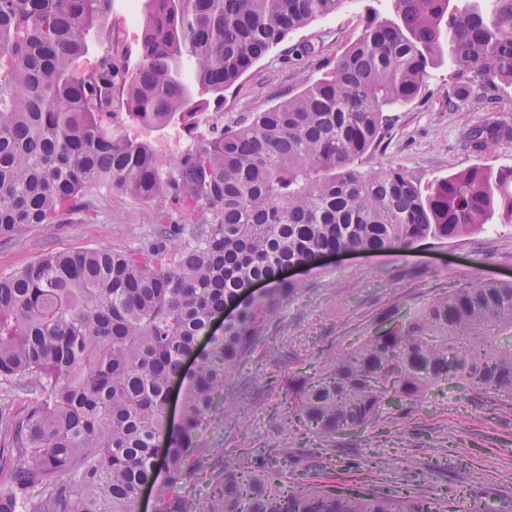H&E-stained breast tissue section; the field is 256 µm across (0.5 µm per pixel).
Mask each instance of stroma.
Listing matches in <instances>:
<instances>
[{"mask_svg": "<svg viewBox=\"0 0 512 512\" xmlns=\"http://www.w3.org/2000/svg\"><path fill=\"white\" fill-rule=\"evenodd\" d=\"M146 0H112L103 25L111 42L92 41L80 68L93 66L112 48L136 68ZM394 15L392 0H347L340 9L288 34L224 90L225 125L264 112L282 98L327 78L340 56L360 35L366 21ZM315 47L302 53L303 44ZM459 80L447 59L428 69L426 89L412 103L392 109L385 138L377 151L359 160L368 172L393 164L422 184L479 166L512 167V139L491 142L479 153L462 146L465 131L505 121L512 124V86L477 103L458 97ZM121 135L151 144L169 157V143L184 137L180 125L149 128L118 116ZM141 203L111 192L89 191L84 206L66 224H39L18 241L0 243V275L11 274L48 252L138 246L151 232ZM309 287L282 309L265 339L239 369L241 391L232 418L216 415L204 437L214 467L225 457L256 453L274 439L286 440L291 455L288 475L428 492L441 498L444 512H469L474 500H512V403L439 386L420 402L384 409L378 422L350 436L325 442L301 428L288 429L279 405L281 374L270 350L285 347L297 356L292 374L309 376L327 350H340L369 335L381 312L406 310L453 288L481 281L512 282V222L496 219L482 233L445 244L422 245L414 253L337 256L308 277ZM213 467V469H214ZM213 469L196 472L187 493L206 490Z\"/></svg>", "mask_w": 512, "mask_h": 512, "instance_id": "stroma-1", "label": "stroma"}]
</instances>
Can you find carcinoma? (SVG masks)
Here are the masks:
<instances>
[{
  "label": "carcinoma",
  "mask_w": 512,
  "mask_h": 512,
  "mask_svg": "<svg viewBox=\"0 0 512 512\" xmlns=\"http://www.w3.org/2000/svg\"><path fill=\"white\" fill-rule=\"evenodd\" d=\"M149 2L131 76L109 48L76 66L111 0H0V239L66 223L91 190L141 202L155 225L136 249L51 252L0 277V389L36 394L0 409V512H140L150 486L162 512H442L429 493L290 484L279 442L224 459L203 500L176 489L201 462L206 420L234 408L236 372L304 288L286 267L314 270L336 250L410 253L512 222V168L423 188L400 167L357 166L379 146L385 110L416 99L438 57L470 94L512 86V0L493 13L480 0H393L397 18L370 19L331 76L233 127L216 123L165 161L112 127L115 98L133 121L193 136L210 107L195 90L221 94L344 0ZM511 136L490 122L465 147ZM255 282L263 293L249 291ZM229 301L237 312L217 334ZM442 383L512 402V282L385 311L282 403L288 425L329 442Z\"/></svg>",
  "instance_id": "1"
}]
</instances>
